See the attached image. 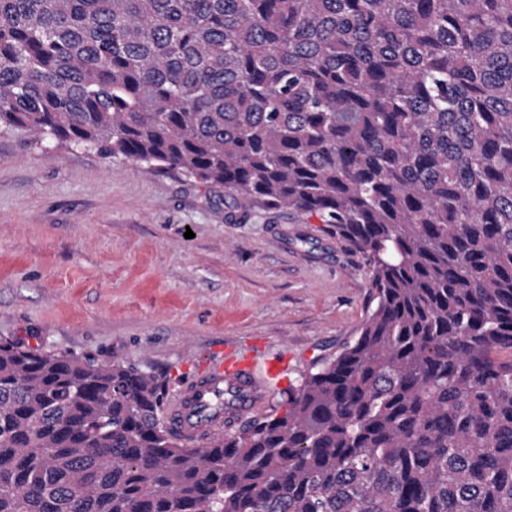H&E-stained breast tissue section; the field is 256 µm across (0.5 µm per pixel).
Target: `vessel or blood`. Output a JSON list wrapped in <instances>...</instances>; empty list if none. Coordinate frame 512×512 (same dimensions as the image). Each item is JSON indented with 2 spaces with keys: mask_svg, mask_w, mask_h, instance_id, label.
I'll return each mask as SVG.
<instances>
[{
  "mask_svg": "<svg viewBox=\"0 0 512 512\" xmlns=\"http://www.w3.org/2000/svg\"><path fill=\"white\" fill-rule=\"evenodd\" d=\"M281 372L278 361H258L225 349L223 355L205 360L172 392L166 423L190 447L269 405L268 380Z\"/></svg>",
  "mask_w": 512,
  "mask_h": 512,
  "instance_id": "obj_1",
  "label": "vessel or blood"
}]
</instances>
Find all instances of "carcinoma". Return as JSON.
Segmentation results:
<instances>
[{
  "instance_id": "1",
  "label": "carcinoma",
  "mask_w": 512,
  "mask_h": 512,
  "mask_svg": "<svg viewBox=\"0 0 512 512\" xmlns=\"http://www.w3.org/2000/svg\"><path fill=\"white\" fill-rule=\"evenodd\" d=\"M0 128L313 216L375 301L198 448L1 340L0 512H512V0H0Z\"/></svg>"
}]
</instances>
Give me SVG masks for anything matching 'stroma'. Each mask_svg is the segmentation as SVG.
Wrapping results in <instances>:
<instances>
[{
    "mask_svg": "<svg viewBox=\"0 0 512 512\" xmlns=\"http://www.w3.org/2000/svg\"><path fill=\"white\" fill-rule=\"evenodd\" d=\"M0 129V339L183 381L225 345L286 366L270 406L353 340L358 255L314 218ZM192 238H185V231Z\"/></svg>",
    "mask_w": 512,
    "mask_h": 512,
    "instance_id": "obj_1",
    "label": "stroma"
}]
</instances>
